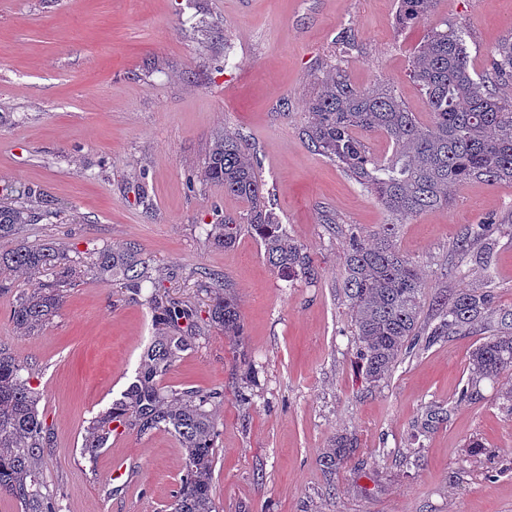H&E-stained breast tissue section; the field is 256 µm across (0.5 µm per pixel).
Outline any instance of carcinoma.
I'll return each instance as SVG.
<instances>
[{
  "label": "carcinoma",
  "instance_id": "carcinoma-1",
  "mask_svg": "<svg viewBox=\"0 0 512 512\" xmlns=\"http://www.w3.org/2000/svg\"><path fill=\"white\" fill-rule=\"evenodd\" d=\"M435 4L436 0H398L397 26L406 29L426 23ZM411 76L426 99L427 127L392 90L357 87L336 63L319 79L300 134L315 152L374 196L391 217L368 236L352 227L344 231L334 226L346 239L345 296L365 379L373 383L385 378L401 356L422 343L429 346L480 327L489 335L470 356L471 382L461 390V398L466 399L483 379L512 378V309L501 308L489 286L468 289L442 303L439 321L422 328V278L417 266L397 249L395 237L404 220L449 207L448 189L454 185L512 181V99L497 93L499 84L512 81V40L502 43L490 71L480 76L471 71L463 32L446 21L431 25L415 51ZM364 133L387 138L391 156L384 160L373 156ZM204 175L224 185L225 194L249 204L246 213L226 214L212 225L214 244L226 248L247 233L263 247L278 278L290 283L318 279L311 252L290 238L267 208L259 161L245 136L226 130L214 137ZM39 218L40 213L23 205L1 202L0 241L11 240L19 225ZM495 226L490 221L471 227L457 240L456 251L485 265ZM83 268L121 277L135 295L155 280L149 260L134 245L106 246L80 261L63 245L0 247L1 270L30 276L56 272V280L38 281L19 296L10 311L12 324L23 331L49 324L64 304L63 288ZM210 292L209 319L224 329V335L237 336L240 313L229 288ZM149 304L161 333L141 356L135 381L88 427L84 448L92 453L104 447L120 428L140 437L171 431L184 456L172 512H216L212 483L216 407L224 400V389L163 390L160 379L191 346L195 311L157 294L150 296ZM243 370L245 389L239 397L248 405L257 369L245 361ZM32 379L27 366L0 346V497L13 501L20 512H62L60 499L40 475L42 461L52 452L53 437L39 418ZM350 450V438L336 437L319 463L334 475Z\"/></svg>",
  "mask_w": 512,
  "mask_h": 512
}]
</instances>
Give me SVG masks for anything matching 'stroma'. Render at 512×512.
I'll list each match as a JSON object with an SVG mask.
<instances>
[{
  "instance_id": "35a3bbf8",
  "label": "stroma",
  "mask_w": 512,
  "mask_h": 512,
  "mask_svg": "<svg viewBox=\"0 0 512 512\" xmlns=\"http://www.w3.org/2000/svg\"><path fill=\"white\" fill-rule=\"evenodd\" d=\"M397 0H0V196L26 186L48 206L15 238L66 245L72 255L136 244L156 284L132 295L119 281L77 278L52 322L32 334L9 319L31 285L7 273L0 343L33 374L38 411L56 448L42 463L66 512H164L183 469L168 432L112 435L88 453L87 428L137 376L157 334L153 290L194 309L201 330L166 375L165 390H224L216 411L217 512H512V415L502 385L482 381L461 399L470 352L483 332L414 351L383 380H365L344 295L345 240L326 218L368 235L389 216L358 183L312 151L298 130L340 32L351 81L386 84L421 123L424 98L410 76L426 33L398 30ZM434 21L464 32L471 65L485 73L512 37V0H439ZM250 139L266 202L313 253L317 282L280 280L260 244L241 234L228 248L207 232L247 204L208 181L211 140ZM445 209L400 225L396 243L422 271L421 320L441 299L491 283L512 306V184L470 182ZM499 219L489 270L459 267L453 244ZM227 278L243 334L211 326L201 272ZM259 386L237 396L242 358ZM447 420L415 437L430 406ZM339 435L354 449L336 475L319 459ZM480 440L482 449L470 448ZM125 466L116 481L112 473Z\"/></svg>"
}]
</instances>
